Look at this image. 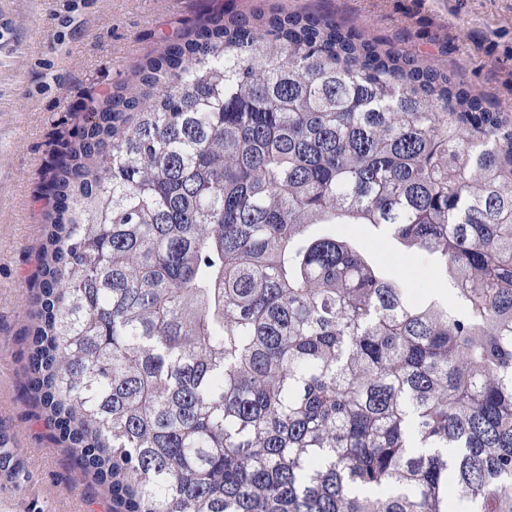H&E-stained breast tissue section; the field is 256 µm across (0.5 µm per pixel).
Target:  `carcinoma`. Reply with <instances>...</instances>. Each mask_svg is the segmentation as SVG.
Wrapping results in <instances>:
<instances>
[{
    "mask_svg": "<svg viewBox=\"0 0 512 512\" xmlns=\"http://www.w3.org/2000/svg\"><path fill=\"white\" fill-rule=\"evenodd\" d=\"M133 72L54 169L27 297L26 393L108 512H512V113L277 5ZM336 234L355 236L361 243L367 246L379 244V231L368 224H336ZM386 261L393 276L408 283L414 291L425 297H439L445 302L451 296V284L428 255L405 252L399 246L385 248Z\"/></svg>",
    "mask_w": 512,
    "mask_h": 512,
    "instance_id": "1",
    "label": "carcinoma"
}]
</instances>
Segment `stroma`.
<instances>
[{
	"label": "stroma",
	"mask_w": 512,
	"mask_h": 512,
	"mask_svg": "<svg viewBox=\"0 0 512 512\" xmlns=\"http://www.w3.org/2000/svg\"><path fill=\"white\" fill-rule=\"evenodd\" d=\"M324 12L411 55L428 58L498 106H512V0H277ZM263 0H0V442L29 481L0 484V512H105V494L81 479L23 395L30 326L26 297L42 242L53 158L85 113L130 80L162 37L213 13ZM447 44L439 53V44ZM393 276L425 297L451 284L428 255L392 246Z\"/></svg>",
	"instance_id": "stroma-1"
}]
</instances>
